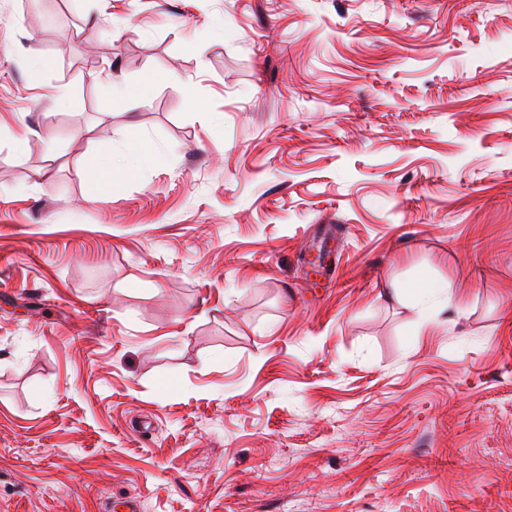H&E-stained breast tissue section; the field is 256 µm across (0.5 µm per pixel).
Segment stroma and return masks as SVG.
Listing matches in <instances>:
<instances>
[{
	"mask_svg": "<svg viewBox=\"0 0 512 512\" xmlns=\"http://www.w3.org/2000/svg\"><path fill=\"white\" fill-rule=\"evenodd\" d=\"M129 497L512 512V0H0V512Z\"/></svg>",
	"mask_w": 512,
	"mask_h": 512,
	"instance_id": "obj_1",
	"label": "stroma"
}]
</instances>
